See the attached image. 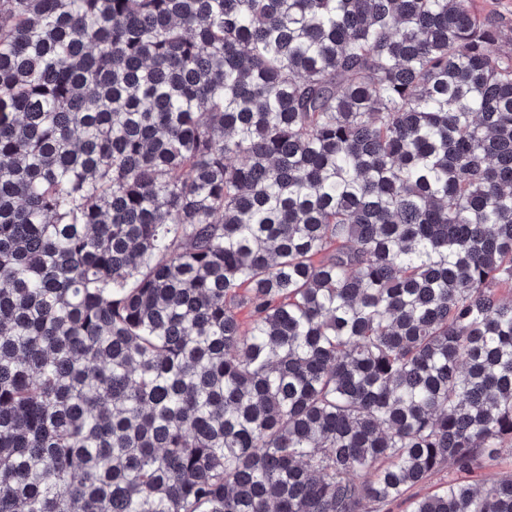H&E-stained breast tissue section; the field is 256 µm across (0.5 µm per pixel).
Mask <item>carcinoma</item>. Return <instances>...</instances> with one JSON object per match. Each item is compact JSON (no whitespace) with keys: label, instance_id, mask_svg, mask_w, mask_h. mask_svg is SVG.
Returning <instances> with one entry per match:
<instances>
[{"label":"carcinoma","instance_id":"1","mask_svg":"<svg viewBox=\"0 0 512 512\" xmlns=\"http://www.w3.org/2000/svg\"><path fill=\"white\" fill-rule=\"evenodd\" d=\"M504 40L0 0V512H512Z\"/></svg>","mask_w":512,"mask_h":512}]
</instances>
